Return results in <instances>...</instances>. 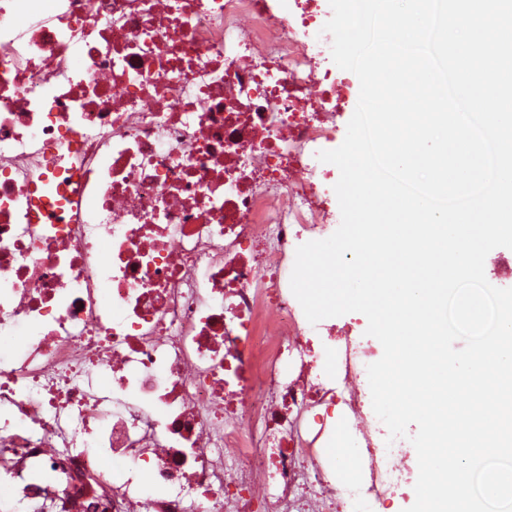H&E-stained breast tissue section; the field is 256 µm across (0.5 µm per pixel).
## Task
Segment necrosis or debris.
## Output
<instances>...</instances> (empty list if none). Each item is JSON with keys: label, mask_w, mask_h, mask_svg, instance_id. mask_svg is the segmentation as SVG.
<instances>
[{"label": "necrosis or debris", "mask_w": 512, "mask_h": 512, "mask_svg": "<svg viewBox=\"0 0 512 512\" xmlns=\"http://www.w3.org/2000/svg\"><path fill=\"white\" fill-rule=\"evenodd\" d=\"M318 0H0V501L7 512H340L408 482L355 338L290 287L353 74ZM132 463L120 476L112 457Z\"/></svg>", "instance_id": "obj_1"}]
</instances>
